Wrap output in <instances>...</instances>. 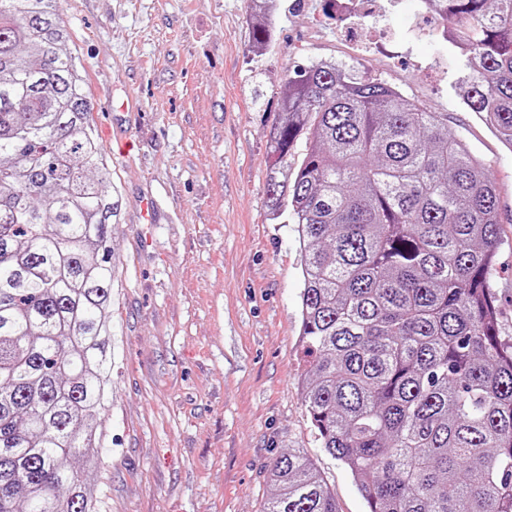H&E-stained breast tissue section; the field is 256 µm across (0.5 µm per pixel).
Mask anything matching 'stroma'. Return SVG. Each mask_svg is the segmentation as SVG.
Segmentation results:
<instances>
[{"label":"stroma","instance_id":"35a3bbf8","mask_svg":"<svg viewBox=\"0 0 512 512\" xmlns=\"http://www.w3.org/2000/svg\"><path fill=\"white\" fill-rule=\"evenodd\" d=\"M119 200L102 512H261L302 449L338 512H365L303 404L300 254L269 219L266 158L285 75L331 61L430 111L482 160L501 214L492 278L512 336V149L462 102L463 60L419 0H278L272 48L250 0H63Z\"/></svg>","mask_w":512,"mask_h":512}]
</instances>
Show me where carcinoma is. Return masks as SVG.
I'll return each instance as SVG.
<instances>
[{
    "mask_svg": "<svg viewBox=\"0 0 512 512\" xmlns=\"http://www.w3.org/2000/svg\"><path fill=\"white\" fill-rule=\"evenodd\" d=\"M512 147V0H428ZM275 0L252 36L271 46ZM61 0H0V512H99L118 201ZM305 140V153L295 147ZM268 215L301 256L305 410L367 512H512V338L495 181L448 114L320 62L287 76ZM261 512H338L300 449Z\"/></svg>",
    "mask_w": 512,
    "mask_h": 512,
    "instance_id": "obj_1",
    "label": "carcinoma"
}]
</instances>
